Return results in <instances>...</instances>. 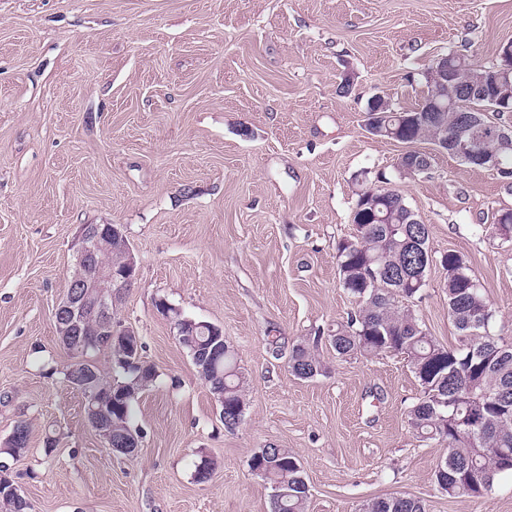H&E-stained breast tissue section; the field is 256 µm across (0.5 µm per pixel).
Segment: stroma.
Instances as JSON below:
<instances>
[{"mask_svg":"<svg viewBox=\"0 0 512 512\" xmlns=\"http://www.w3.org/2000/svg\"><path fill=\"white\" fill-rule=\"evenodd\" d=\"M512 41V0H0V445L21 420L27 450L8 478L30 512H269L251 455L301 459L307 512H360L410 496L428 512H512V477L480 498L442 494L447 454L407 411L421 387L400 355L341 357L326 335L354 304L336 244L357 192L385 174L429 226L432 251L468 261L512 342V210L496 171L431 141L372 137L369 98L409 109L423 71L451 51L483 66ZM350 93H341L344 80ZM427 173L396 168L408 151ZM118 224L138 277L112 316L158 377L134 403L140 447L112 453L62 374L53 312L80 225ZM409 306L444 346V272ZM209 322L237 352L247 404L226 428L159 301ZM322 337L325 371L294 376L289 353ZM211 457L210 480L195 465Z\"/></svg>","mask_w":512,"mask_h":512,"instance_id":"1","label":"stroma"}]
</instances>
